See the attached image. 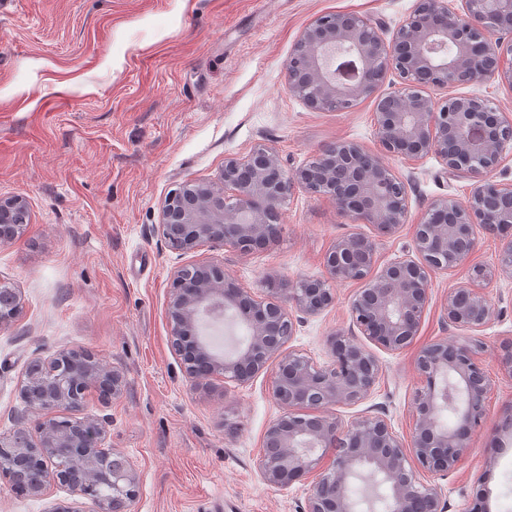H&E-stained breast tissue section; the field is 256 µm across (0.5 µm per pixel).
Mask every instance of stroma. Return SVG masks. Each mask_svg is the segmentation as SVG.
Returning <instances> with one entry per match:
<instances>
[{"label":"stroma","instance_id":"obj_1","mask_svg":"<svg viewBox=\"0 0 512 512\" xmlns=\"http://www.w3.org/2000/svg\"><path fill=\"white\" fill-rule=\"evenodd\" d=\"M415 0H0V198L23 196L30 222L0 245V284L17 289L19 317L0 328V435L31 426L21 395L27 363L63 348L97 353L124 376L111 403L89 397L83 415L108 421L105 447L122 453L136 478L130 512H305L313 477L286 488L257 470L263 436L281 412L271 372L240 385L215 379L195 388L172 352L166 305L172 273L208 263L240 287L262 293L266 276L286 281L325 274L336 239L374 238L379 265L413 255V227L449 195L467 202L475 181L433 156L390 159L407 187L401 229L377 233L352 222L335 202L293 187L280 238L243 252L216 244L171 249L157 233L167 196L218 181L228 155L267 144L288 171L330 146L379 150L375 99L349 110L309 108L288 90V58L303 31L327 13L382 23L384 37ZM501 236L479 233L467 264L433 279L432 298L406 348H374L382 374L370 395L338 405L342 421L372 414L402 441L412 435L414 368L427 344L459 338L442 319L450 287L474 264L497 263ZM355 282L333 287L319 315L294 313L291 350L324 363L327 339L349 331ZM491 320L475 331L494 384L480 430L460 466L444 476L445 512H512V277L486 290ZM96 512L88 499L56 486L45 496L14 494L0 476V512H49L58 502Z\"/></svg>","mask_w":512,"mask_h":512}]
</instances>
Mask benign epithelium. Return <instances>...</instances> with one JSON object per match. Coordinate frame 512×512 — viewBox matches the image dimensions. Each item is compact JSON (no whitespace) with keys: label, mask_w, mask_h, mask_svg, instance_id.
Listing matches in <instances>:
<instances>
[{"label":"benign epithelium","mask_w":512,"mask_h":512,"mask_svg":"<svg viewBox=\"0 0 512 512\" xmlns=\"http://www.w3.org/2000/svg\"><path fill=\"white\" fill-rule=\"evenodd\" d=\"M506 33H512V0H463L461 12L448 0H417L388 40L368 19L322 15L303 31L288 59V90L312 109L345 111L396 74L399 86L376 103L382 154L338 143L290 173L273 148L258 144L244 156L224 158L220 183L187 185V197L179 189L164 202L158 232L172 249L191 253L215 243L247 249L280 236L282 209L296 183L334 200L352 221L391 234L406 223L408 193L384 157L433 155L446 169L478 178L467 204L442 197L413 225L415 258L379 268L375 240L351 234L329 249L324 277L290 284L270 275L262 297L237 286L220 267L191 265L174 272L166 309L171 346L197 386L206 388L217 377L246 384L278 359L271 395L281 414L265 432L257 468L267 485L278 488L317 474L305 512H354L348 488L363 468L389 485V512H444L440 487L420 482L417 469L434 475L455 470L482 426L494 381L479 356L481 345L469 337L439 340L419 351L415 368L424 385L415 395L409 445L379 416L345 423L327 414L333 406L366 399L381 366L343 331L328 337L326 364L286 350L295 333L286 303L315 316L333 304L334 283L363 282L350 303L352 326L376 346L399 351L418 332L432 276L465 262L481 229L508 235L498 264L473 267L469 285L448 290L443 311L460 330L488 322L492 308L485 289L502 275L512 276V182L489 178L512 150V119L485 99L458 95L440 101L425 88L490 78L512 87ZM27 215L23 197L0 199V245L23 234ZM19 308L17 292L0 285V326L14 320ZM225 312L248 333L228 354L199 329L203 314ZM122 382L118 371L84 348L34 357L21 386L33 429L0 435V475L27 476L25 493L32 496L61 485L88 498L90 489L102 488L107 495L90 497L98 512H127L136 486L130 464L104 447L105 421L78 416L89 395L108 404L121 394ZM458 394L464 402L451 424L442 423L440 410Z\"/></svg>","instance_id":"7a95c632"}]
</instances>
